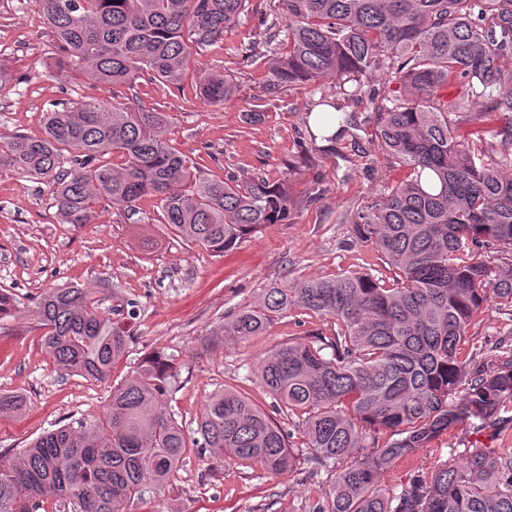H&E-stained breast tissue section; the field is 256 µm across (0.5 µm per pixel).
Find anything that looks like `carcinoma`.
<instances>
[{"instance_id": "carcinoma-1", "label": "carcinoma", "mask_w": 512, "mask_h": 512, "mask_svg": "<svg viewBox=\"0 0 512 512\" xmlns=\"http://www.w3.org/2000/svg\"><path fill=\"white\" fill-rule=\"evenodd\" d=\"M246 2L38 0V21L51 29L54 65L69 79L131 88L146 75L178 85L190 58L233 28ZM278 2L288 50L272 62L273 87L331 78L356 98L365 73L383 67L409 91L401 104L379 102L376 121L384 150L412 177L353 220L396 279L349 271L277 284L215 335L255 336L296 306L335 320L333 335L283 343L260 366L279 409L297 418L306 458L333 475L309 512H512V454L466 450L399 489L380 482L397 460L464 422L478 431L505 423L501 410L512 401V349L494 355L490 370L461 352L488 295L512 308V270L485 255L512 251V173L477 149L484 130L476 126L487 113L512 115V70L502 65L512 53V0ZM456 79L465 97L432 100ZM197 90L217 105L232 85L203 71ZM450 111L465 115L467 130L448 124ZM169 122L118 100L71 102L44 113L42 134L1 142L0 169L47 185L62 222L77 227L103 201L133 215L153 199L171 235L219 256L288 223V183L201 176L166 141ZM123 312L101 311L86 288L52 286L37 307L42 349L59 370L104 381L127 353ZM177 379L171 360L146 358L112 388L101 415L52 430L8 461L0 453V512H38L49 497L55 512H127L192 450L269 473L295 466L290 433L229 385L185 432L168 408ZM24 406L0 392L1 414Z\"/></svg>"}]
</instances>
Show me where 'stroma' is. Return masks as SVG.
<instances>
[{"label": "stroma", "mask_w": 512, "mask_h": 512, "mask_svg": "<svg viewBox=\"0 0 512 512\" xmlns=\"http://www.w3.org/2000/svg\"><path fill=\"white\" fill-rule=\"evenodd\" d=\"M37 11V0H0V58L12 69L11 79L0 85L2 137L41 134V116L53 106L127 95L126 88L72 83L50 69L55 42L50 29L37 22ZM270 22L284 25L278 0H249L238 24L189 62L181 85L143 78L136 91L141 106L170 114L167 140L196 159L207 177L258 174L287 182L295 201L288 223L268 225L217 256L168 235L153 200L143 199L135 215L109 208L94 223L75 227L59 222L47 186L0 170V289L16 301L13 314L0 319V389L27 400L23 415L0 416V452L98 416L113 386L151 354L169 357L179 372L169 405L186 428H194L207 399L224 385L291 427L292 417L273 408L274 398L260 381V364L282 343L331 335L332 318L296 307L257 336L216 343L211 331L265 288L287 279L347 270L393 277V269L357 238L352 219L410 173L384 153L373 100L379 94L395 103L407 99L408 91L378 68L367 72L366 93L356 99L344 97L327 79L272 88L270 60L288 43L282 35L269 38ZM201 70L224 73L233 83L235 92L223 105L197 95ZM325 103L334 105L342 128L324 144L314 138L311 117ZM252 112L259 120L249 121ZM63 284L92 286L105 309L134 305L129 351L113 366L109 381L58 371L42 349L37 302L46 288ZM498 344L512 345V312L493 298L470 327L463 353L487 363ZM467 448L512 451V423L480 432L459 425L396 462L381 482L400 487ZM326 480V473H314L306 461L271 474L193 453L163 487L129 504L128 512H309Z\"/></svg>", "instance_id": "1"}]
</instances>
